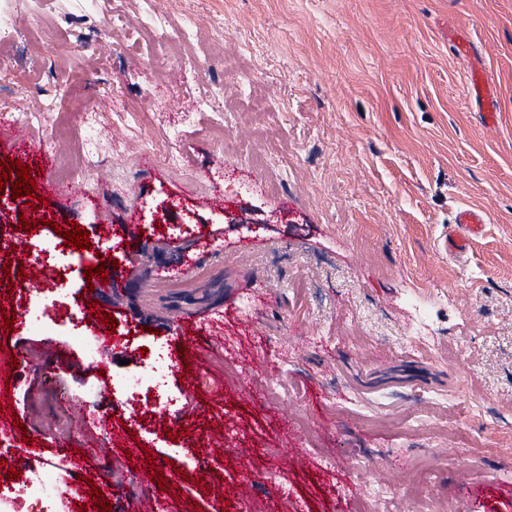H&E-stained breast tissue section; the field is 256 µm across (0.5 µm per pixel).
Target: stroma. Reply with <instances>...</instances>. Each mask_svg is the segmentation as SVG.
<instances>
[{
  "mask_svg": "<svg viewBox=\"0 0 512 512\" xmlns=\"http://www.w3.org/2000/svg\"><path fill=\"white\" fill-rule=\"evenodd\" d=\"M12 10L0 105L42 112L26 131L59 145L53 173L79 190L16 205L0 279L23 304L22 268L75 222L112 278L85 325L112 315L136 338L88 365L69 320L80 267L56 323L0 317V361L22 370L0 381L15 447L62 456L72 417L103 454L68 481L123 486L90 512L155 492L165 512H436L467 490L471 512H512V0H0ZM159 17L196 40L154 39ZM461 36L497 87L495 128L464 100ZM216 87L223 113L199 110ZM462 206L489 222L458 258L438 238ZM188 319L232 340L195 343L168 376L196 426L100 388Z\"/></svg>",
  "mask_w": 512,
  "mask_h": 512,
  "instance_id": "1",
  "label": "stroma"
}]
</instances>
